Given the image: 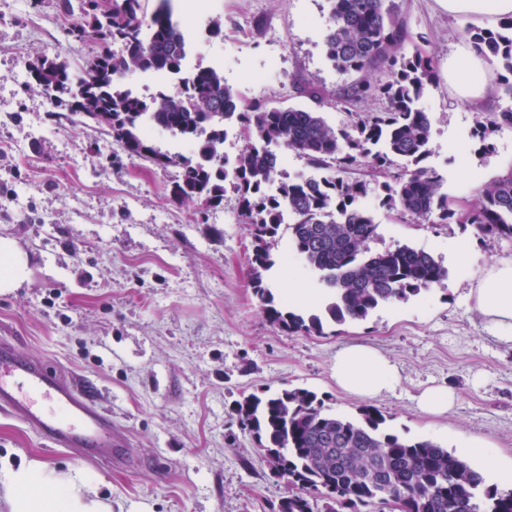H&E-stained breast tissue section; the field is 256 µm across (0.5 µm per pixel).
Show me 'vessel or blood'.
Here are the masks:
<instances>
[{"mask_svg":"<svg viewBox=\"0 0 512 512\" xmlns=\"http://www.w3.org/2000/svg\"><path fill=\"white\" fill-rule=\"evenodd\" d=\"M0 410L18 413L57 448L112 460V425L91 386L65 381L17 345L0 343Z\"/></svg>","mask_w":512,"mask_h":512,"instance_id":"1","label":"vessel or blood"}]
</instances>
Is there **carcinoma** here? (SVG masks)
<instances>
[{
  "instance_id": "1",
  "label": "carcinoma",
  "mask_w": 512,
  "mask_h": 512,
  "mask_svg": "<svg viewBox=\"0 0 512 512\" xmlns=\"http://www.w3.org/2000/svg\"><path fill=\"white\" fill-rule=\"evenodd\" d=\"M146 0H58L57 14L71 19L69 37L96 40L83 86L69 93L75 74L61 57H39L30 65L27 90L59 103L60 120L102 128L129 158L146 159L180 172L171 198L199 209L220 205L231 190L252 236L251 288L268 320L290 334L325 335L324 325L366 320L380 305L403 301L448 276L424 250L408 245L370 254L377 235L361 200L377 186L380 205L396 216L429 224H466L482 237L512 240V166L481 186L462 209L448 196L445 177L424 165L431 120L419 101L435 72L433 57L403 52L410 38L396 0H333L332 24L324 34L326 55L335 70L351 78L339 103L369 97L385 100L379 112L357 115L340 128L312 108L246 104L224 74L199 68L177 89L163 87L140 98L114 82L116 73L176 71L187 55L182 27L172 19L169 0L147 14ZM467 40L487 60L495 83L512 101V18L495 28L467 27ZM119 43L122 51H112ZM384 69L389 79L371 82ZM194 145L192 156L161 152L145 134V124ZM512 128V104L476 121L472 136L480 152L495 149L492 137ZM234 129L246 135L240 152L223 155ZM304 157L319 177L290 176L274 147ZM410 168L392 181L375 184L354 176L361 167L384 172L392 158ZM288 223V251L327 287L325 313L306 314L300 304L275 299L265 274L275 265L268 239ZM241 430L255 441L269 470L284 479L287 495L273 512H512V490L501 491L430 439H407L390 432L382 412L371 406L359 417L326 411L324 400L306 388L250 393L235 403Z\"/></svg>"
}]
</instances>
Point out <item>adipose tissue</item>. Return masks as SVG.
Instances as JSON below:
<instances>
[{
    "mask_svg": "<svg viewBox=\"0 0 512 512\" xmlns=\"http://www.w3.org/2000/svg\"><path fill=\"white\" fill-rule=\"evenodd\" d=\"M455 17L491 24L512 17V0H439ZM448 83L462 100L476 102L495 90L486 60L469 49L448 59ZM29 273V258L15 243L0 238V293L18 288ZM485 331L512 342V261L491 265L470 293ZM332 374L344 392L374 398L399 381L396 364L378 350L351 344L336 355ZM91 476L82 471L59 472L38 462L17 467L0 465V494L10 512H112L110 505L88 497Z\"/></svg>",
    "mask_w": 512,
    "mask_h": 512,
    "instance_id": "1",
    "label": "adipose tissue"
}]
</instances>
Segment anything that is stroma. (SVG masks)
I'll return each instance as SVG.
<instances>
[{"label":"stroma","instance_id":"obj_1","mask_svg":"<svg viewBox=\"0 0 512 512\" xmlns=\"http://www.w3.org/2000/svg\"><path fill=\"white\" fill-rule=\"evenodd\" d=\"M413 37L436 62V79L419 106L432 118V167L447 176L449 196L471 203L479 183L471 162L492 181L512 164V130L477 152L470 132L481 106L456 97L448 84L449 56L466 43L469 22L449 16L439 0H398ZM55 0H0V237L29 255V275L0 294V341L97 388L112 416L111 465L47 447L18 417L0 411V460L37 461L92 474L90 496L112 512H271L285 495L251 436L233 414L235 400L264 390L304 387L329 412L357 416L378 408L389 430L429 439L448 451L487 446L512 463V343L490 336L469 297L495 262L512 259V241L479 239L472 227L420 224L364 204L378 225L371 252L410 245L431 252L448 277L402 302L382 305L366 321L335 326L323 336L288 335L268 320L248 285L252 238L238 200L199 215L173 202L177 167L141 159L113 161L117 147L105 131L51 118L43 96L26 92L18 66L60 56L80 66L94 42H77L54 27ZM331 0H224V34L201 37L195 66L224 59V80L246 102L314 107L300 94L312 85L337 96L345 76L326 57L323 32ZM266 76L264 86L246 82ZM466 244L458 265L455 250ZM288 230L270 245L267 274L275 297L317 279L294 264ZM369 345L398 367L391 391L365 400L339 390L331 376L336 353ZM452 390L453 410L422 414L428 387Z\"/></svg>","mask_w":512,"mask_h":512}]
</instances>
